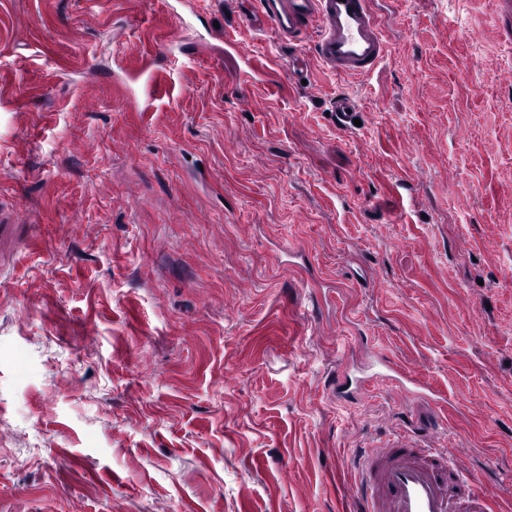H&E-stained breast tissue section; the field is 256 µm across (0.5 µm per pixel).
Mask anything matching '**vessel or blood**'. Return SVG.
I'll list each match as a JSON object with an SVG mask.
<instances>
[{"label": "vessel or blood", "instance_id": "b4317fda", "mask_svg": "<svg viewBox=\"0 0 512 512\" xmlns=\"http://www.w3.org/2000/svg\"><path fill=\"white\" fill-rule=\"evenodd\" d=\"M371 0H240V22L255 33L271 29L296 40L317 32L315 56L336 74L365 75L385 58L387 42ZM400 382L405 396L435 395V388L391 358L366 355L337 370L332 395L349 399L362 391L367 373ZM349 491L356 512H491L503 488L483 469L458 470L449 451L406 430L361 448L352 461Z\"/></svg>", "mask_w": 512, "mask_h": 512}]
</instances>
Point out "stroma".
Masks as SVG:
<instances>
[{
    "instance_id": "stroma-1",
    "label": "stroma",
    "mask_w": 512,
    "mask_h": 512,
    "mask_svg": "<svg viewBox=\"0 0 512 512\" xmlns=\"http://www.w3.org/2000/svg\"><path fill=\"white\" fill-rule=\"evenodd\" d=\"M168 3L0 0V512H352L405 427L512 474V0H372L367 76ZM361 348L447 403L331 399Z\"/></svg>"
}]
</instances>
